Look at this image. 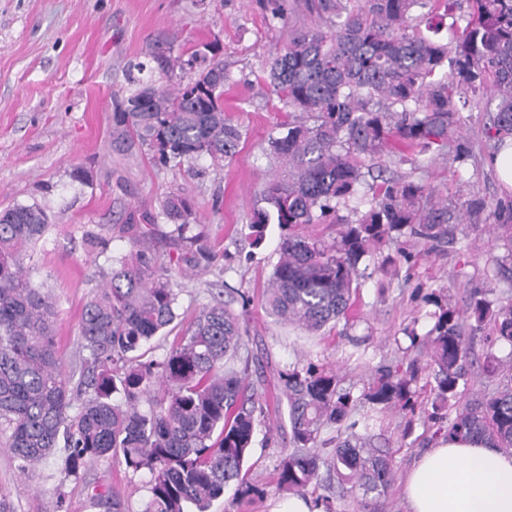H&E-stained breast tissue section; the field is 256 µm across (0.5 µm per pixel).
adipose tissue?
Listing matches in <instances>:
<instances>
[{
	"instance_id": "1",
	"label": "adipose tissue",
	"mask_w": 512,
	"mask_h": 512,
	"mask_svg": "<svg viewBox=\"0 0 512 512\" xmlns=\"http://www.w3.org/2000/svg\"><path fill=\"white\" fill-rule=\"evenodd\" d=\"M406 512H512V453L486 439L442 438L411 465Z\"/></svg>"
}]
</instances>
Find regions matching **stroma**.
I'll return each mask as SVG.
<instances>
[{"mask_svg":"<svg viewBox=\"0 0 512 512\" xmlns=\"http://www.w3.org/2000/svg\"><path fill=\"white\" fill-rule=\"evenodd\" d=\"M154 40L177 52L219 44L229 75L224 110L243 134L236 157L217 165L203 155L158 168L146 153L114 148L112 112L125 94L128 65ZM287 40V28L270 26L259 0H0V209L36 204L48 215L29 264L34 285L53 301L57 354L71 381L87 356L77 336L84 305L109 271V257L131 249L129 212L156 214L150 246L159 262L182 253L173 223L159 214L172 194L193 202L198 231L224 254L215 266L179 278L181 322L189 324L214 297L230 300L248 329V379L263 381L271 398L280 392L281 372L308 362L334 370L340 389L360 396L378 368L416 358L412 336H425L434 323L426 294L460 306L492 272L503 253L496 233L486 218L465 216L452 242L402 237L366 258L359 319L317 336L274 322L263 291L281 231L268 225L255 249L247 224L265 184L286 170L263 154L283 105L261 76ZM494 107L489 91H479L450 143L415 153L390 144L376 160L381 176L367 175L355 198L337 205L335 223L310 225L309 233L333 239L339 224L369 209L382 179L418 183L432 200L452 206L470 198L512 205V191L483 157ZM432 385L430 370L420 368L410 406L389 409L378 428L394 472L384 495L331 500L318 484L308 496L331 502L335 512H405L404 474L437 441L427 419ZM258 419L245 463L254 493L242 497L228 488L208 512H268L270 501L285 498L278 473L292 449L288 416L271 401ZM5 441L0 434V512H107L112 499L139 512L147 497L148 471L132 472L123 459L88 462L69 475L59 448L23 471Z\"/></svg>","mask_w":512,"mask_h":512,"instance_id":"1","label":"stroma"}]
</instances>
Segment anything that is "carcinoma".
Masks as SVG:
<instances>
[{"instance_id": "carcinoma-1", "label": "carcinoma", "mask_w": 512, "mask_h": 512, "mask_svg": "<svg viewBox=\"0 0 512 512\" xmlns=\"http://www.w3.org/2000/svg\"><path fill=\"white\" fill-rule=\"evenodd\" d=\"M456 0H267L271 21L288 25V43L270 61L266 81L288 120L267 141L265 154L288 163V179L272 180L253 210L251 245L266 226L282 231L278 259L265 288V309L308 335L356 319L359 265L394 235L442 243L458 225L448 205H419L425 188L413 182L379 186L370 208L325 242L304 233L336 212L373 160L396 141L411 151L448 141L461 123L453 91L488 87L498 100L488 138L512 136V0H470L466 33L439 38L433 18ZM427 9L421 14L415 9ZM425 25L428 34L419 30ZM194 50L173 55L151 48L148 62L128 71V94L112 114L115 147L138 146L157 167H178L202 155L219 162L239 152L241 132L224 113V60ZM451 70L438 72L445 62ZM190 79L172 84L176 73ZM163 215L184 244L179 269L157 262L147 249L111 258L105 282L86 302L78 327L89 365L80 385L86 399L69 414L71 394L55 350L53 303L33 286L24 266L48 224L36 204L0 211V433L21 470L42 462L64 440L70 474L88 461L123 458L134 472L151 474L140 512H206L231 482L248 484L250 454L262 392L246 383L235 362L247 331L223 299L204 307L160 359L146 358L152 339L177 319L176 271L207 268L218 255L200 233L188 199L170 196ZM153 215L131 211L127 232L148 239ZM506 255L462 309L432 314L424 336L433 371L434 411L455 416L448 436L487 438L512 452V352L487 353L485 378L494 388L466 398L469 354L464 326L492 325L488 347H512V300H493L512 281V209L497 225ZM288 405L292 451L282 460L279 487L295 494L320 480L336 497L383 494L393 480L378 442L379 416L406 401L411 379L400 367L381 376L358 400L338 389L333 371L297 365L279 376ZM365 411L350 420L353 407ZM350 421L336 447L322 449L323 427Z\"/></svg>"}]
</instances>
